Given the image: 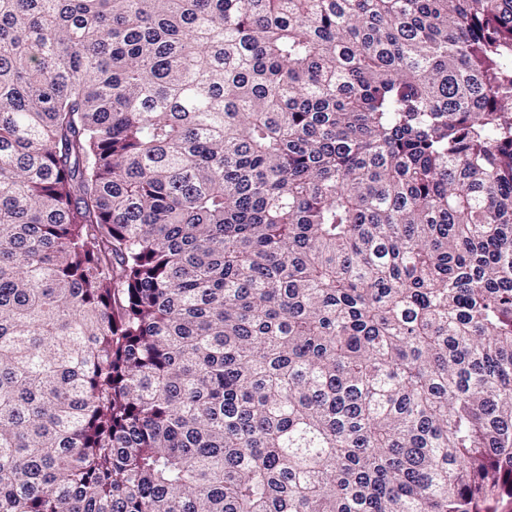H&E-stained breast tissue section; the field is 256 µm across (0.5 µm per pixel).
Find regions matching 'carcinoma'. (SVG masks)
Segmentation results:
<instances>
[{
    "instance_id": "1",
    "label": "carcinoma",
    "mask_w": 512,
    "mask_h": 512,
    "mask_svg": "<svg viewBox=\"0 0 512 512\" xmlns=\"http://www.w3.org/2000/svg\"><path fill=\"white\" fill-rule=\"evenodd\" d=\"M512 498V0H0V512Z\"/></svg>"
}]
</instances>
